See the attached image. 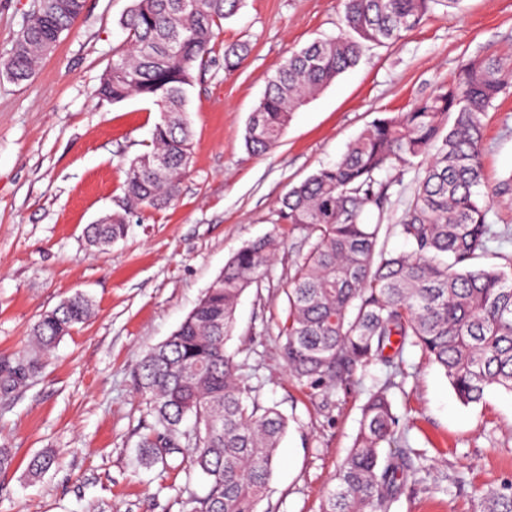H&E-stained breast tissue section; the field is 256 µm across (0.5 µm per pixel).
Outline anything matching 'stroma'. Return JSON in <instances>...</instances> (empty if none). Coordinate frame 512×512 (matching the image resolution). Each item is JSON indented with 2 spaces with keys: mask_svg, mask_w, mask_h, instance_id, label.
Here are the masks:
<instances>
[{
  "mask_svg": "<svg viewBox=\"0 0 512 512\" xmlns=\"http://www.w3.org/2000/svg\"><path fill=\"white\" fill-rule=\"evenodd\" d=\"M132 0H85L74 29L33 76L0 73V356L23 357L39 315L81 292L93 317L64 337L28 384L0 401V512H190L202 494L181 455L146 466L139 443L154 420L134 384L142 354L192 310L225 262L249 241L278 246L261 288L235 312L226 349L260 387L263 405L289 419L262 512H319L359 429L360 406L386 379L399 420L394 454L414 456L420 481H407L392 512H478L476 488L512 480V394L492 389L462 405L439 367L405 348V374L377 363L357 372L329 406L293 383L278 350L279 326L301 230L278 221L288 190L334 165L379 113L405 110L454 79L470 60L492 54L512 65V0H436L422 23L393 44H369L355 67L293 113L278 146L256 155L244 144L250 113L283 60L315 39L344 30L343 0H241L224 20L206 67L196 71L188 110L194 158L177 200L132 218L123 239L97 249L85 228L124 205L125 165L150 150L156 106L133 97L109 104L92 93L126 33ZM32 0H0V60L27 22ZM244 43L241 68L224 71V47ZM489 223L512 229V94L485 118L482 143ZM404 194L390 197L381 225L387 250L407 245L395 226L412 173L392 168ZM49 449L58 466L39 477L29 458Z\"/></svg>",
  "mask_w": 512,
  "mask_h": 512,
  "instance_id": "35a3bbf8",
  "label": "stroma"
}]
</instances>
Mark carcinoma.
Wrapping results in <instances>:
<instances>
[{
	"instance_id": "obj_1",
	"label": "carcinoma",
	"mask_w": 512,
	"mask_h": 512,
	"mask_svg": "<svg viewBox=\"0 0 512 512\" xmlns=\"http://www.w3.org/2000/svg\"><path fill=\"white\" fill-rule=\"evenodd\" d=\"M241 0H134L121 22L127 33L113 50L94 97L112 104L132 96L158 108L152 149L130 160L122 213L90 224V245L121 239L129 218L160 210L178 198L193 154L188 89L213 51L216 29ZM430 0H345V30L292 52L269 79L252 112L245 146L265 154L277 146L299 106L355 66L365 44L385 45L417 27ZM84 0H34L12 55L0 63L13 80H28L35 64L72 30ZM245 44L224 46V71H236ZM512 88V69L493 55L471 63L454 80L386 112L348 146L342 159L291 187L278 220L305 233L308 250L295 265L279 349L290 377L326 404L356 371L379 361L396 365L402 349L419 348L448 378L456 398L477 404L491 387L512 393V260L499 267L474 261L490 244L512 239L487 220L481 193L484 119ZM418 170L398 233L409 250L379 244L382 225L366 213L383 212L394 167ZM275 240L246 243L224 264L177 330L148 349L136 367L140 394L154 418L141 440L152 464L188 448V473L205 478L204 496L191 512H260L277 465L288 418L259 400L260 388L241 373L225 348L235 310L250 287H261ZM92 303L75 293L41 314L32 336L38 354L0 357V398H10L39 370V354L80 324ZM192 422V432L180 426ZM398 420L387 388L368 393L358 434L320 512H391L398 490L417 475L404 457L383 456ZM57 463L34 455L28 472L40 476ZM480 512H512V484L479 494Z\"/></svg>"
}]
</instances>
